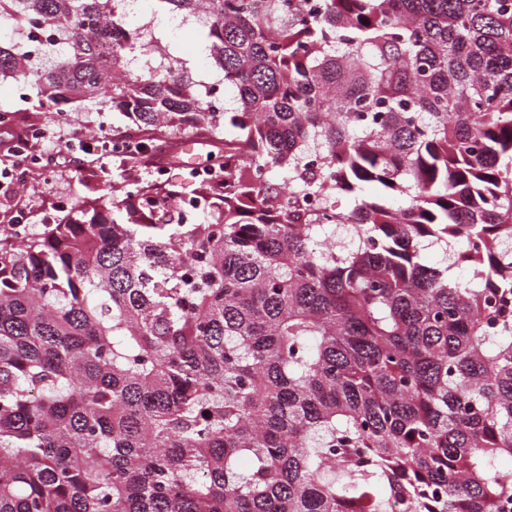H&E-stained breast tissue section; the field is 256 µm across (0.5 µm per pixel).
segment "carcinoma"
I'll use <instances>...</instances> for the list:
<instances>
[{
	"label": "carcinoma",
	"instance_id": "obj_1",
	"mask_svg": "<svg viewBox=\"0 0 512 512\" xmlns=\"http://www.w3.org/2000/svg\"><path fill=\"white\" fill-rule=\"evenodd\" d=\"M153 2L224 111L175 55L135 73L171 51L124 0H0L57 35L37 66L0 45V83L224 164L199 223L150 179L0 236V512H512V0ZM143 7L137 16L131 17V22L134 26H140L143 23L152 21L153 28L155 29L156 36L166 43H168L175 51L177 57L182 58L186 64L187 69L192 73L196 80L203 83H214L220 76L213 73L205 57L199 55L198 49L202 43V34L194 26L185 25L176 30L166 28L162 20L166 15H170L168 10H162L152 15V4L149 0H142Z\"/></svg>",
	"mask_w": 512,
	"mask_h": 512
}]
</instances>
